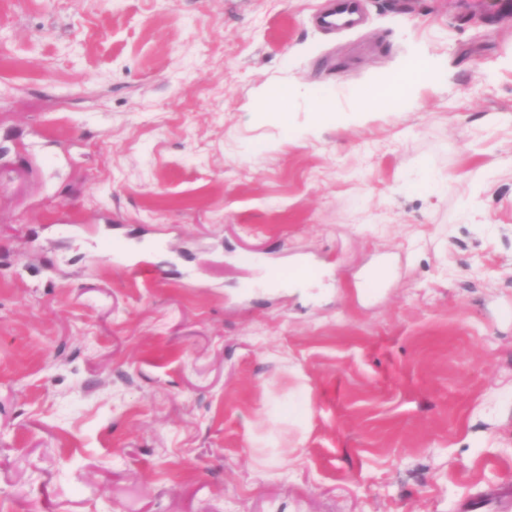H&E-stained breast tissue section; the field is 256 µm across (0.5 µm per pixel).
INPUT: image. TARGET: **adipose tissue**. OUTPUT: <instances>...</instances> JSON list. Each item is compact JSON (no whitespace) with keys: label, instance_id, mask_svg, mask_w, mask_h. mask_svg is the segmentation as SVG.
I'll return each mask as SVG.
<instances>
[{"label":"adipose tissue","instance_id":"1","mask_svg":"<svg viewBox=\"0 0 512 512\" xmlns=\"http://www.w3.org/2000/svg\"><path fill=\"white\" fill-rule=\"evenodd\" d=\"M436 74L437 70L432 60L423 57L414 58L407 63L403 71L392 75L380 83L376 89L355 92L356 105L347 113L329 111L328 103L324 98L317 96L312 91H305L287 85H279L263 90L261 100L264 113L276 116L283 132L287 133L291 130L288 121L291 104L297 98H306L312 113L309 128L314 131L329 123L363 120L366 114L372 112L375 107L382 105L390 98H410L418 82L427 78H434Z\"/></svg>","mask_w":512,"mask_h":512}]
</instances>
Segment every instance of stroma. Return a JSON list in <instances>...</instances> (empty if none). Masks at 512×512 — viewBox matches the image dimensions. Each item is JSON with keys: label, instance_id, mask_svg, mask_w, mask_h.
I'll return each instance as SVG.
<instances>
[{"label": "stroma", "instance_id": "stroma-1", "mask_svg": "<svg viewBox=\"0 0 512 512\" xmlns=\"http://www.w3.org/2000/svg\"><path fill=\"white\" fill-rule=\"evenodd\" d=\"M329 2L0 0V512L512 504V0ZM335 2L334 8L329 12L320 15V23L327 28L336 29L350 27L354 24L355 19L353 18L354 12V1L355 0H333ZM343 16L344 21L339 23L337 20H333V17ZM438 74L432 60L424 57L414 58L407 63L403 71L392 75L380 83L376 89L355 92L356 105L350 112H326L328 102L313 91L278 85L275 88L263 90L261 94L263 112L276 116L283 132L288 135V132L293 133L288 121L290 105L298 97H304L312 113V121L306 132H314L328 123L336 124L345 120L361 121L366 114L390 98H410L418 82L427 78L433 79Z\"/></svg>", "mask_w": 512, "mask_h": 512}]
</instances>
